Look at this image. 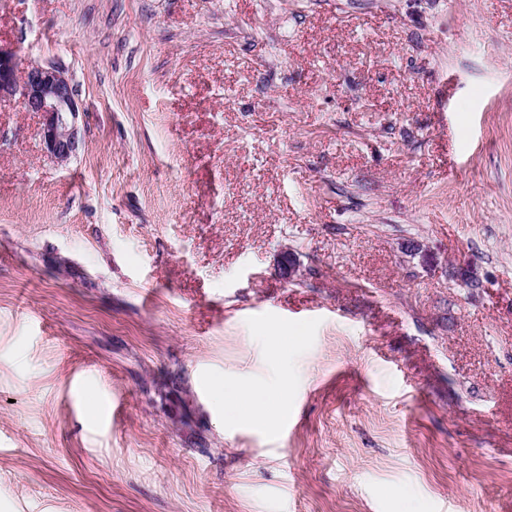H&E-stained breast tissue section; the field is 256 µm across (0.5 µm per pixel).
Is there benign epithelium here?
<instances>
[{
	"mask_svg": "<svg viewBox=\"0 0 512 512\" xmlns=\"http://www.w3.org/2000/svg\"><path fill=\"white\" fill-rule=\"evenodd\" d=\"M16 98L40 121L43 148L57 162L75 155L80 145L81 112L68 71L59 64L21 63L18 51L0 44V100Z\"/></svg>",
	"mask_w": 512,
	"mask_h": 512,
	"instance_id": "benign-epithelium-1",
	"label": "benign epithelium"
}]
</instances>
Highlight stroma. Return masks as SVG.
Here are the masks:
<instances>
[{"label": "stroma", "instance_id": "1", "mask_svg": "<svg viewBox=\"0 0 512 512\" xmlns=\"http://www.w3.org/2000/svg\"><path fill=\"white\" fill-rule=\"evenodd\" d=\"M0 44L84 112L60 164L0 101V512H512V0H0ZM290 388L291 381L285 373L273 387L262 391L226 378L212 382L214 393L224 397V421L257 427L270 426L286 412Z\"/></svg>", "mask_w": 512, "mask_h": 512}]
</instances>
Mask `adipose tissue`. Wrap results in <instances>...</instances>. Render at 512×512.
<instances>
[{
	"mask_svg": "<svg viewBox=\"0 0 512 512\" xmlns=\"http://www.w3.org/2000/svg\"><path fill=\"white\" fill-rule=\"evenodd\" d=\"M290 388L291 381L285 374L273 387L262 391L228 379L212 383L214 393L224 399L226 423H248L257 427L270 426L286 412Z\"/></svg>",
	"mask_w": 512,
	"mask_h": 512,
	"instance_id": "ef3b65f1",
	"label": "adipose tissue"
}]
</instances>
